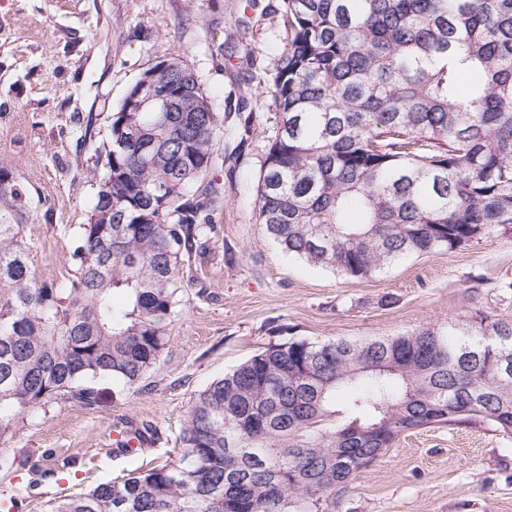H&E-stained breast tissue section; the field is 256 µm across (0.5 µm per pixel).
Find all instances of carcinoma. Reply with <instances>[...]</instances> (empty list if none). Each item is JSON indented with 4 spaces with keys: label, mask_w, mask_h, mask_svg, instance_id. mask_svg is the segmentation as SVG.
Returning <instances> with one entry per match:
<instances>
[{
    "label": "carcinoma",
    "mask_w": 512,
    "mask_h": 512,
    "mask_svg": "<svg viewBox=\"0 0 512 512\" xmlns=\"http://www.w3.org/2000/svg\"><path fill=\"white\" fill-rule=\"evenodd\" d=\"M269 82L280 113L257 184L266 239L313 267L371 277L512 224V0H284ZM160 96L167 112L141 109ZM224 118L166 57L112 111L105 174L69 277L38 279L26 193L0 165V447L96 379L153 368L219 230ZM512 317L394 336L271 344L199 389L175 463L48 501L46 512H341L404 433L488 423L512 438ZM41 460L22 465L45 476Z\"/></svg>",
    "instance_id": "1"
}]
</instances>
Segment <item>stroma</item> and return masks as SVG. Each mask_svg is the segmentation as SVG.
Segmentation results:
<instances>
[{"label":"stroma","instance_id":"1","mask_svg":"<svg viewBox=\"0 0 512 512\" xmlns=\"http://www.w3.org/2000/svg\"><path fill=\"white\" fill-rule=\"evenodd\" d=\"M288 35L283 0H0V163L27 193L23 239L42 280L63 281L109 116L159 57L187 63L224 118L220 229L198 271L206 297L185 293L146 379L98 380L96 405L55 403L27 417L11 453L53 448L73 463L51 479L0 468V499L15 498L18 512H44L50 499L176 460L193 394L270 344L392 336L479 311L512 317L503 289L512 228L369 278L291 259L265 239L256 187L280 122L268 83ZM246 90L245 119L237 100ZM144 422L158 431L154 443L117 451L126 427ZM341 512H512V439L483 423L404 434L353 481Z\"/></svg>","mask_w":512,"mask_h":512}]
</instances>
